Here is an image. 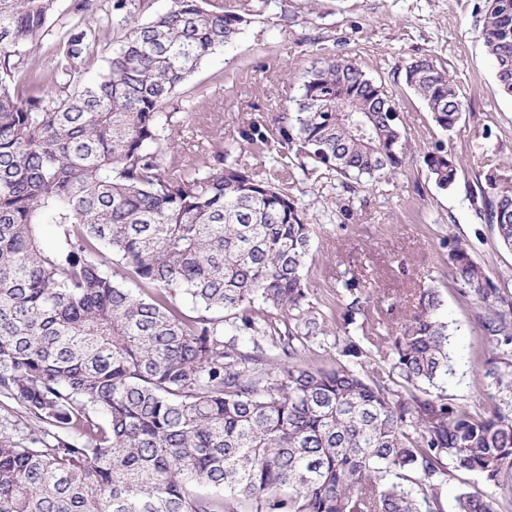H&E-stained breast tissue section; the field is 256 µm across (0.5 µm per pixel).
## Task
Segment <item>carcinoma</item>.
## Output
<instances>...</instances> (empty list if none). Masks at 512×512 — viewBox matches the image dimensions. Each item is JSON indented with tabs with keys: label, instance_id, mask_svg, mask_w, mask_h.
Segmentation results:
<instances>
[{
	"label": "carcinoma",
	"instance_id": "obj_1",
	"mask_svg": "<svg viewBox=\"0 0 512 512\" xmlns=\"http://www.w3.org/2000/svg\"><path fill=\"white\" fill-rule=\"evenodd\" d=\"M93 2L71 0L62 16L58 0H0V397L29 417L19 440L0 423V512H444L442 490L462 474L512 490V412L448 398L440 289L387 337L388 373L302 363L323 333L305 277L312 224L285 186L232 158L259 140L272 163L323 169L346 192L392 178L406 142L385 82L329 55L275 132L240 129L202 172L172 157L167 108L244 17L224 0H171L135 24L140 0H109L102 17ZM473 18L512 96V0H482ZM54 25L45 72L27 51ZM103 25L125 33L89 80ZM401 72L452 130L467 100L445 67L427 54ZM46 84L56 96L39 95ZM424 163L439 188L456 183L445 146ZM471 197L512 248L508 177L485 175ZM44 224L57 227L49 246ZM448 247L485 335L512 346V301L468 243ZM345 290L346 327L370 297ZM178 294L196 316L176 311ZM336 346L366 356L349 336ZM485 376L512 387L509 351ZM455 502L494 512L474 494Z\"/></svg>",
	"mask_w": 512,
	"mask_h": 512
}]
</instances>
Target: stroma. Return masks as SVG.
Here are the masks:
<instances>
[{
    "instance_id": "stroma-1",
    "label": "stroma",
    "mask_w": 512,
    "mask_h": 512,
    "mask_svg": "<svg viewBox=\"0 0 512 512\" xmlns=\"http://www.w3.org/2000/svg\"><path fill=\"white\" fill-rule=\"evenodd\" d=\"M479 0H224L244 16L234 42L207 60L176 91L175 100L196 104L194 116L174 114L167 131L181 163L199 160L197 142L225 146L241 127L257 122L274 129L279 115L300 94L302 76L321 48L354 57L371 77L385 79L399 100L408 150L401 173L389 181L343 192L326 171H279L261 144L245 148L239 162L262 177L287 184L306 207L314 235L306 267L310 296L324 317L325 333L302 355L315 368L339 361L344 285L352 281L372 294L368 317L350 325L351 336L370 353V368L390 362L377 337L395 333L409 318L420 291L440 289L453 332V372L448 396L473 411L512 410V391L491 386L484 371L499 350L484 335L479 308L461 295L448 272V241H466L501 295L512 296V249L480 223L469 188L476 179L512 173V97L498 89L482 40L471 26ZM430 53L442 60L470 106L451 132H442L424 104L394 78L398 68ZM459 161L454 186L443 190L423 162L435 142ZM346 213H339V205ZM512 512V494L465 476L442 492L445 512H455L459 490Z\"/></svg>"
}]
</instances>
